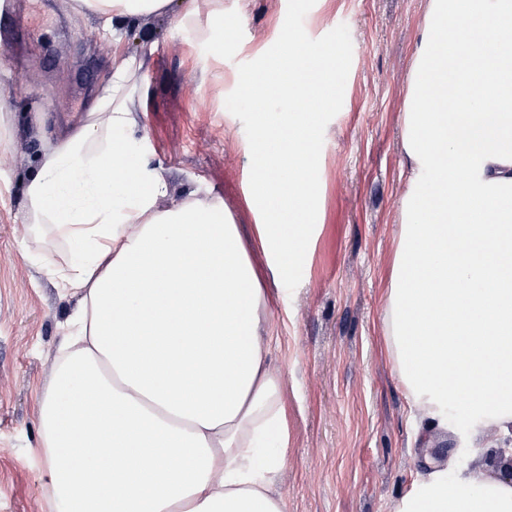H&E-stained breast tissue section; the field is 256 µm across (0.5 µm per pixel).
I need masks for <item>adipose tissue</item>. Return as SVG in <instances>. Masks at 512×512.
<instances>
[{
    "label": "adipose tissue",
    "instance_id": "adipose-tissue-1",
    "mask_svg": "<svg viewBox=\"0 0 512 512\" xmlns=\"http://www.w3.org/2000/svg\"><path fill=\"white\" fill-rule=\"evenodd\" d=\"M113 37L174 0H81ZM278 97L334 80L327 51L288 31ZM144 59L116 58L102 95L42 154L24 219L46 224L82 292L75 343L39 400L53 512H288L286 407L271 366V286L316 234L304 218L321 161L297 113L258 115L245 146L257 216L244 242L222 203L169 185L143 148ZM464 109L445 111L449 98ZM403 114L407 178L383 339L426 434L491 423L512 436V0H428ZM284 155L267 161L266 144ZM259 247L257 270L251 247ZM392 512H512V478L425 457Z\"/></svg>",
    "mask_w": 512,
    "mask_h": 512
}]
</instances>
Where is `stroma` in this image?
I'll use <instances>...</instances> for the list:
<instances>
[{
  "mask_svg": "<svg viewBox=\"0 0 512 512\" xmlns=\"http://www.w3.org/2000/svg\"><path fill=\"white\" fill-rule=\"evenodd\" d=\"M427 0H175L121 41L77 0H13L0 16V512H50L37 411L78 297L58 272L68 256L27 223L24 185L40 156L89 111L117 56L144 58V147L169 184L223 202L250 234L244 147L256 113L240 93L283 46L284 29L337 55L335 94L318 115L321 160L308 223L320 235L269 311L288 413L285 467L275 484L288 512H391L422 467L421 446L482 465L470 443L491 427L414 442L405 390L382 339L383 299L400 230L402 112Z\"/></svg>",
  "mask_w": 512,
  "mask_h": 512,
  "instance_id": "1",
  "label": "stroma"
}]
</instances>
